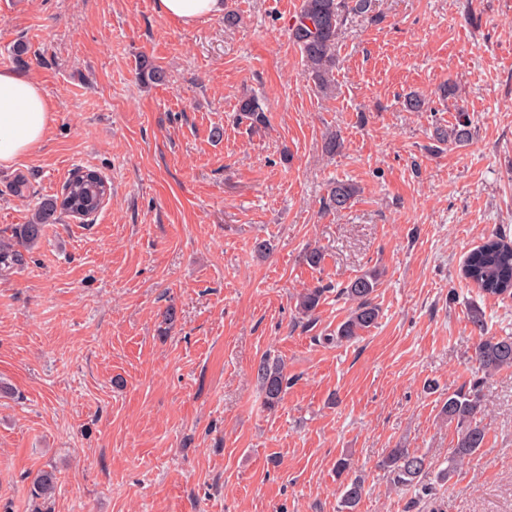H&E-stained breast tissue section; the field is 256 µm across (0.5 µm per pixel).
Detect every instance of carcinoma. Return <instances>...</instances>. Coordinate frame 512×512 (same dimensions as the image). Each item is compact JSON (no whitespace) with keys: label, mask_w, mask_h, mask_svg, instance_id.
Here are the masks:
<instances>
[{"label":"carcinoma","mask_w":512,"mask_h":512,"mask_svg":"<svg viewBox=\"0 0 512 512\" xmlns=\"http://www.w3.org/2000/svg\"><path fill=\"white\" fill-rule=\"evenodd\" d=\"M374 0H301L291 29L293 40L299 46L304 59L305 77L322 91L332 88L331 76L336 68V43L339 35L355 16L373 12ZM237 111L240 119L249 122L252 128L264 127L268 115L263 102L254 96L239 100ZM440 142L464 146L472 139L470 121L462 117L456 123L436 130ZM107 181L93 169H78L66 179L61 191L42 197L33 207L28 223L10 228V235L0 234V271L24 266L26 255L39 244L45 226L55 224L63 216L79 217L83 220L95 215L109 194ZM356 185L338 181L328 192L326 205L336 211L346 209L358 195ZM462 275L477 285L489 296H512V243L495 234L466 257ZM379 273L365 272L342 288V295L353 303L347 318L336 328V340L350 341L360 333L373 327L379 319L380 308L374 303L373 294L378 286ZM324 288H306L296 297L298 313L311 317L318 309ZM470 322L477 334L472 359L485 374L512 369V336H496L488 332L483 312L478 308L470 311ZM256 378L261 387L264 404L269 410L276 409L288 388V378L280 365L263 359L256 369ZM482 412L480 381L464 384L448 395L440 414L450 424L456 425L457 442L453 448L447 478L458 465L470 460L486 443V430L478 422ZM382 465L393 475L397 484L412 486L420 494L430 490L425 478L431 462L424 454L407 448H392ZM57 475L53 468L40 471L32 481L31 496L49 501L56 490ZM361 480L349 479L343 485L342 507L345 512H355L361 501Z\"/></svg>","instance_id":"cac0c4a2"}]
</instances>
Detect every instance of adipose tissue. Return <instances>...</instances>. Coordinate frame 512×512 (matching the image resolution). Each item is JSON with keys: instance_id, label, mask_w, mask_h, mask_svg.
I'll use <instances>...</instances> for the list:
<instances>
[{"instance_id": "ef3b65f1", "label": "adipose tissue", "mask_w": 512, "mask_h": 512, "mask_svg": "<svg viewBox=\"0 0 512 512\" xmlns=\"http://www.w3.org/2000/svg\"><path fill=\"white\" fill-rule=\"evenodd\" d=\"M224 0H154L156 13L185 26L223 15ZM53 120V106L32 77L0 69V168L37 149Z\"/></svg>"}]
</instances>
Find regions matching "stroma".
Here are the masks:
<instances>
[{"label":"stroma","mask_w":512,"mask_h":512,"mask_svg":"<svg viewBox=\"0 0 512 512\" xmlns=\"http://www.w3.org/2000/svg\"><path fill=\"white\" fill-rule=\"evenodd\" d=\"M226 2L233 21L186 27L154 0H0V68L55 108L43 144L0 168V229L76 169L111 187L0 272V512H36L31 481L52 466L48 512H342V455L364 481L356 512H512V369L480 374L469 320L478 307L512 335V297L460 273L490 233L512 240V0H377L343 29L328 95L289 35L300 0ZM144 57L162 83L139 80ZM250 94L268 128L237 122ZM461 109L472 142L438 143ZM337 180L360 193L324 210ZM370 269L377 323L331 342L341 289ZM314 286L305 318L295 296ZM265 358L290 382L273 411ZM476 378L479 454L427 496L395 485L389 449L447 467L440 409ZM323 287H314V288H306L303 292L299 293L296 297V308L298 309V313L302 315V317H311L318 309L323 295H324Z\"/></svg>","instance_id":"35a3bbf8"}]
</instances>
